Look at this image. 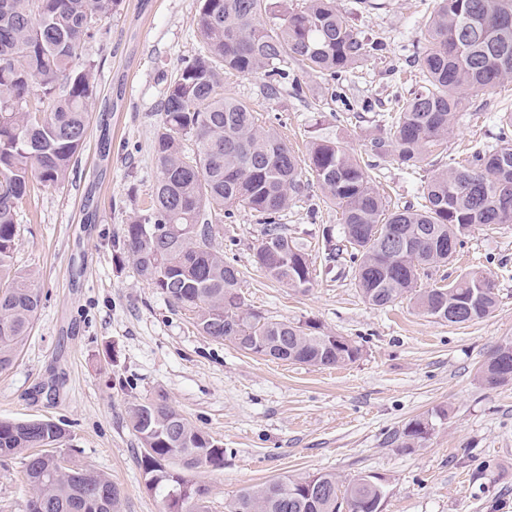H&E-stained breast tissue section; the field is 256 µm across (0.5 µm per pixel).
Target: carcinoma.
I'll return each instance as SVG.
<instances>
[{
    "mask_svg": "<svg viewBox=\"0 0 512 512\" xmlns=\"http://www.w3.org/2000/svg\"><path fill=\"white\" fill-rule=\"evenodd\" d=\"M121 0H0V372L12 367L42 297L36 272L15 266L18 210L31 191L69 180L84 148L89 70L85 42ZM198 52L170 79L153 143L156 189L145 213L125 225L124 246L137 274L167 301L195 315L197 329L246 353L318 367L356 361L359 346L309 323L275 320L247 307L243 272L224 261L218 238L238 208L254 213L261 239L253 262L301 292L316 273L304 244L282 223L291 201L315 181L340 211V243L324 237L327 256L347 254L356 286L371 306L414 295L425 315L450 324L487 318L497 293L471 271L450 283L417 288L430 269L454 260L475 226L512 223V111L500 114L499 143L433 172L418 205L389 208L373 164L332 142H314L303 161L276 129L258 124L247 102L224 95L226 72L267 77L264 94L285 88L281 64L332 79L383 56L384 43L350 25L336 0H199ZM418 52L419 80L382 114L386 137L370 151L411 170L447 143L464 113L462 94L512 82V0H433ZM512 374V343L482 371L489 386ZM143 452L139 466L164 512H209L200 468H221L224 448L160 396L129 411ZM432 421L417 418L399 433L402 448L420 445ZM64 436L51 420L0 419V458L31 448L26 483L45 512H119L121 491L105 475L48 450ZM385 486L373 476L348 482L332 473L283 478L243 490L227 512H381Z\"/></svg>",
    "mask_w": 512,
    "mask_h": 512,
    "instance_id": "1",
    "label": "carcinoma"
}]
</instances>
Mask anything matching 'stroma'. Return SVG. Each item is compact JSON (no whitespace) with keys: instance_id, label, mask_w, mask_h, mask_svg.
I'll return each mask as SVG.
<instances>
[{"instance_id":"1","label":"stroma","mask_w":512,"mask_h":512,"mask_svg":"<svg viewBox=\"0 0 512 512\" xmlns=\"http://www.w3.org/2000/svg\"><path fill=\"white\" fill-rule=\"evenodd\" d=\"M343 15L383 39L384 58L341 80L287 68L289 91L272 101L264 76L228 73L226 95L250 102L296 154L329 141L363 152L384 132L401 79L413 78L430 0H385L365 10L338 0ZM198 0H122L103 18L80 60L91 65L86 144L68 182L37 193L18 212L14 262L37 272L42 306L16 363L0 372V419L62 424L58 452L106 475L121 512H163L144 485L134 404L158 396L224 446V466L200 469L211 512L242 489L285 477L333 473L381 479L382 512H512V381L480 377L496 348L512 341V224L472 229L448 266L421 278L430 288L480 270L498 294L493 313L464 325L436 321L407 295L385 308L365 303L346 261L328 260L323 230L338 232V209L318 187L283 223L316 270L308 292L268 279L252 262L261 227L251 212L224 222V257L243 273L247 306L309 321L350 339L360 358L335 367L271 361L202 335L192 312L172 307L137 275L123 229L149 208L157 179L153 141L171 77L199 47ZM512 89L468 94L467 117L412 171L377 159L383 187L413 201L434 170L467 149L492 145L494 115ZM432 429L420 447L392 443L411 419ZM21 458H0V512H26Z\"/></svg>"}]
</instances>
